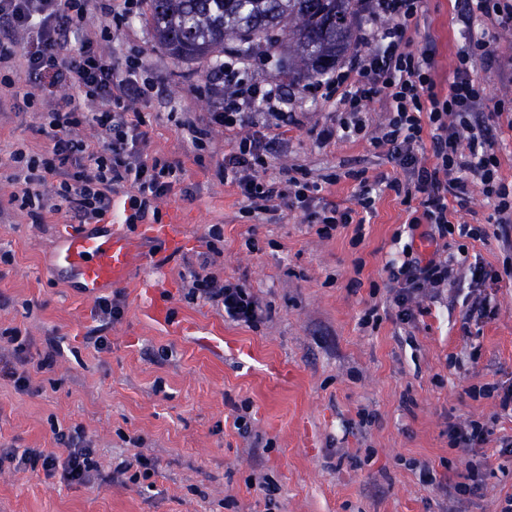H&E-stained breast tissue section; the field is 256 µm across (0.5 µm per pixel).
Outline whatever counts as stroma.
<instances>
[{
  "instance_id": "obj_1",
  "label": "stroma",
  "mask_w": 512,
  "mask_h": 512,
  "mask_svg": "<svg viewBox=\"0 0 512 512\" xmlns=\"http://www.w3.org/2000/svg\"><path fill=\"white\" fill-rule=\"evenodd\" d=\"M457 10L456 0H422L419 26L408 33L413 52L433 50L442 94L464 43ZM84 27L114 64L138 57L154 86L133 109L149 133L148 155L183 169L181 188L158 209L163 224L180 216L185 245L112 289L123 312L100 326L95 298L50 266L69 215L35 224L11 200L7 159L17 149L42 153L45 106L38 100L20 114L11 103L0 106V253L11 255L0 262V355L12 357L21 343L28 360L53 359L30 389L0 380V444L51 449L54 425L79 424L102 475L67 485L0 463V512H499L512 495V454L500 447L512 436V413L469 394L512 384V249L498 235L493 201L476 190L455 213V221L486 237H449L455 283L442 298L422 301L415 326H402L386 302L384 268L403 261L395 235L418 201L381 189L360 233L350 224L319 236L297 208L255 223L219 174L236 135L213 131L199 150L177 124L179 113L202 117L222 107V97L208 90L216 73L210 60L169 55L144 5L116 36L89 0ZM241 76L281 85L302 113L272 165L300 167L321 181L317 203L354 205L359 185L348 178L351 170L403 178L369 142L383 118L378 104L366 114L367 131L324 141L318 134L337 124L340 108L322 98L317 80L289 66L287 52L251 55ZM215 226L222 239L209 270L245 280L267 305L269 316L257 326L225 320L186 297L179 273L202 262ZM474 262L501 277L492 286L495 314L467 323V266ZM156 302L167 306L168 323L152 318ZM371 308L377 320L362 326ZM96 329L108 342L101 350L89 339ZM241 414L245 435L234 426ZM468 420L492 429L482 448L484 485L475 495L448 497L426 484L422 471L464 481L468 456L449 445L448 425ZM138 452L158 472L132 483L123 469Z\"/></svg>"
}]
</instances>
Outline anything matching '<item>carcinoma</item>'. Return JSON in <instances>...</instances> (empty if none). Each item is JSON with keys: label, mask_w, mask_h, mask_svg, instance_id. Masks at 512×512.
<instances>
[{"label": "carcinoma", "mask_w": 512, "mask_h": 512, "mask_svg": "<svg viewBox=\"0 0 512 512\" xmlns=\"http://www.w3.org/2000/svg\"><path fill=\"white\" fill-rule=\"evenodd\" d=\"M160 44L186 60L213 57L222 64L228 43L247 57L276 49L275 33L288 31L294 53L310 78L321 76L351 46L358 0H147Z\"/></svg>", "instance_id": "1"}]
</instances>
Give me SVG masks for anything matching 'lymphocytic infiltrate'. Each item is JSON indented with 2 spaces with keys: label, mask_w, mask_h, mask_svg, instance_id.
<instances>
[{
  "label": "lymphocytic infiltrate",
  "mask_w": 512,
  "mask_h": 512,
  "mask_svg": "<svg viewBox=\"0 0 512 512\" xmlns=\"http://www.w3.org/2000/svg\"><path fill=\"white\" fill-rule=\"evenodd\" d=\"M85 0H0V24L10 34L0 39V89L13 88L14 72L24 71L30 81L23 95L24 105L49 95L52 87L65 82L77 88L80 98L54 100L46 114L44 152L29 155L17 150L11 160L25 176L13 200L27 210L33 223L46 214L67 211L77 224H96L121 203L124 223H154L159 219L156 202L182 180L180 167L149 157L148 134L140 116L131 112L135 99L151 91L140 81L138 59L127 58L117 66L110 56L84 33ZM362 20L355 51L348 64L328 74L320 87L324 98L335 99L344 116L340 130H364L363 115L373 102H380L383 121L371 140L374 148H384L406 174V180H391L390 190L405 200L419 199L421 216L407 226L409 243L403 248L402 263H388L391 282L388 302L399 324L417 321L419 298L441 296L453 277V257L439 253L425 256L415 252L413 237L435 243L451 235L479 238L478 229L451 221L449 201L466 207L469 187L478 184L492 199L495 222L502 242L512 248V185L499 175L500 162L492 150L489 128L483 118L485 94L473 78L476 62L492 60L485 38L472 35L475 21L491 28L512 30V0H459L458 18L468 35L457 54L453 80L447 94H438L432 76L433 55L413 53L407 33L418 24L420 0H359ZM35 32L29 48L18 49L13 33ZM223 86L222 111L199 120L183 113L177 124L194 146H201L213 127L240 133L234 152L225 156L224 179L243 198V213L255 220L283 209L298 207L310 211L318 223V235L353 223L355 208L372 212L373 184L360 180L355 207L330 205L313 210L319 190L317 181L291 168L268 175L275 133H286L298 124L283 88L276 84L244 82L234 61H227L218 74ZM92 127L98 135L97 147L78 139V127ZM433 144V163L422 162L417 148L423 139ZM58 180L54 201H46L40 187L47 178ZM180 277L187 297L220 310L228 319L253 327L263 321L267 309L244 283L222 279L208 272L206 265L185 266ZM490 430L473 420L448 427L451 447L470 454L465 481L453 487L456 497L474 494L482 488L484 462L473 459L475 448L483 445ZM52 450H27L16 458L18 471L43 470L66 484L86 485L98 479L94 450L85 438L82 425L54 430Z\"/></svg>",
  "instance_id": "lymphocytic-infiltrate-1"
}]
</instances>
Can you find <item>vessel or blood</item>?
I'll use <instances>...</instances> for the list:
<instances>
[{"label": "vessel or blood", "instance_id": "obj_1", "mask_svg": "<svg viewBox=\"0 0 512 512\" xmlns=\"http://www.w3.org/2000/svg\"><path fill=\"white\" fill-rule=\"evenodd\" d=\"M151 235L161 241L167 253H175L182 246L178 220L153 228ZM142 258L134 239L82 229L65 234L54 255L53 266L73 278L83 293L91 297L126 285L133 267Z\"/></svg>", "mask_w": 512, "mask_h": 512}]
</instances>
